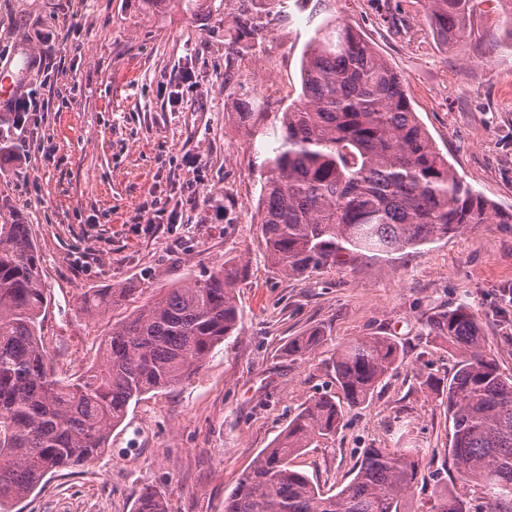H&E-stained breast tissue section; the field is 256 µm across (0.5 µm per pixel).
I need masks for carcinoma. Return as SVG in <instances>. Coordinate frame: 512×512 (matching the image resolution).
<instances>
[{
  "label": "carcinoma",
  "instance_id": "cac0c4a2",
  "mask_svg": "<svg viewBox=\"0 0 512 512\" xmlns=\"http://www.w3.org/2000/svg\"><path fill=\"white\" fill-rule=\"evenodd\" d=\"M473 0H430L431 26L453 46L466 34ZM233 44L253 49L260 25L242 14ZM253 103L239 126L250 132ZM260 224L271 264L300 278L363 257L390 256L459 232L467 224H512L458 177L412 107L405 79L351 25L331 21L302 56L300 103L283 113L279 146L264 161ZM246 266L226 261L151 296L112 325L98 359L63 381L41 339L47 295L31 225L0 205V512L47 475L98 457L132 401L190 381L212 350L239 329L237 288ZM136 288L97 291L77 312L101 314ZM432 338L458 354L448 385L430 384L451 422L458 480L484 490L483 512H512V376L483 350L465 305L427 320ZM313 330L288 341L303 358ZM402 365L387 336L349 340L329 363L337 392L311 398L224 497V512H406L423 452L366 448L350 482L322 493L294 469L295 455L336 434ZM134 512H167L145 490ZM432 512H470L455 487L439 488Z\"/></svg>",
  "mask_w": 512,
  "mask_h": 512
}]
</instances>
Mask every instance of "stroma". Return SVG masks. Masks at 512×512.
<instances>
[{
    "instance_id": "stroma-1",
    "label": "stroma",
    "mask_w": 512,
    "mask_h": 512,
    "mask_svg": "<svg viewBox=\"0 0 512 512\" xmlns=\"http://www.w3.org/2000/svg\"><path fill=\"white\" fill-rule=\"evenodd\" d=\"M245 0H216L212 11L184 0H0V67L19 48L52 56L50 74L30 70L19 93L36 91L13 151L0 155V196L21 212L42 256L48 306L43 341L60 377L97 359L115 322L145 295L225 261L245 264L237 293L241 329L211 353L189 382L131 403L97 459L46 477L13 512H133L144 490L167 512H224V497L291 417L334 389L325 365L357 336H387L403 363L342 427L293 459L322 491L352 478L364 449L393 448L408 424L424 461L407 506L430 512L442 485L479 503L448 455V415L427 378L448 383L454 350L434 342L426 319L471 308L487 354L512 376V224H469L395 259L346 262L303 279L269 262L257 203L263 162L281 117L301 94V58L331 19L359 30L406 81L412 106L458 176L512 210V51L500 46L504 15L477 0L471 30L445 48L427 0H268L255 49L232 51L224 37ZM49 32L52 42L39 40ZM183 101L168 94L182 71ZM257 102V135L238 128L243 99ZM205 168L188 172L184 157ZM195 189L191 227L140 223L142 208ZM137 294L105 315L77 307L102 288ZM319 331L306 357L289 339Z\"/></svg>"
}]
</instances>
